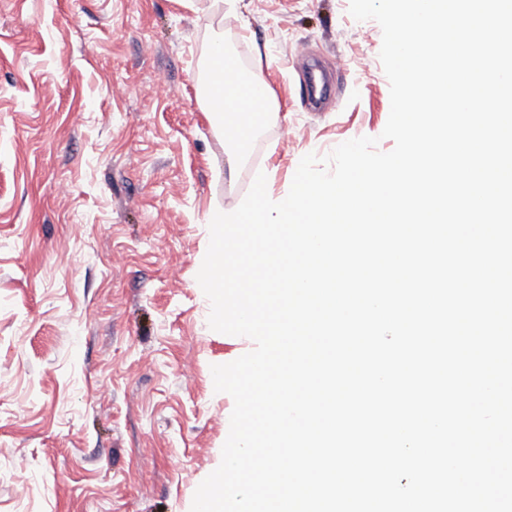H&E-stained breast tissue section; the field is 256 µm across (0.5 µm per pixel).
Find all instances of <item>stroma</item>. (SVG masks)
Masks as SVG:
<instances>
[{"instance_id":"stroma-1","label":"stroma","mask_w":512,"mask_h":512,"mask_svg":"<svg viewBox=\"0 0 512 512\" xmlns=\"http://www.w3.org/2000/svg\"><path fill=\"white\" fill-rule=\"evenodd\" d=\"M218 38L277 105L233 170ZM381 45L349 0H0V512H190L234 407L211 367L255 347L208 325L207 218L260 172L284 199L307 154L392 150Z\"/></svg>"}]
</instances>
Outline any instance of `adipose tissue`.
<instances>
[{
  "label": "adipose tissue",
  "instance_id": "1",
  "mask_svg": "<svg viewBox=\"0 0 512 512\" xmlns=\"http://www.w3.org/2000/svg\"><path fill=\"white\" fill-rule=\"evenodd\" d=\"M209 86L218 92L209 110L224 130L230 162H237L260 126L258 114L269 109V86L259 75L241 76L220 39L209 50Z\"/></svg>",
  "mask_w": 512,
  "mask_h": 512
}]
</instances>
